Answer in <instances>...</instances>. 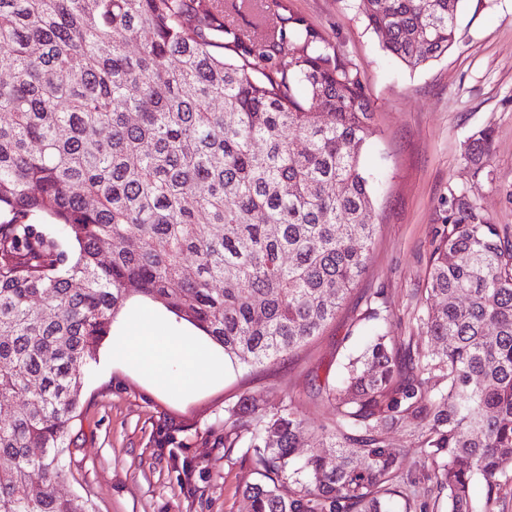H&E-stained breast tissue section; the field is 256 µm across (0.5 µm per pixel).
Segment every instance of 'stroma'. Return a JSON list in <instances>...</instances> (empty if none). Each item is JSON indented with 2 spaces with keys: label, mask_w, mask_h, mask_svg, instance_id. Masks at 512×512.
<instances>
[{
  "label": "stroma",
  "mask_w": 512,
  "mask_h": 512,
  "mask_svg": "<svg viewBox=\"0 0 512 512\" xmlns=\"http://www.w3.org/2000/svg\"><path fill=\"white\" fill-rule=\"evenodd\" d=\"M357 72L374 112L376 135L364 156L374 192L377 234L368 269L335 321L295 355L259 366L226 361L202 384L177 369L170 393L112 353L118 332L97 348L70 432L60 493L88 498L96 512H249L243 495L255 481L241 452H224V415L245 394L265 407L287 397L312 426L331 424L332 408L314 395V379L335 372L378 329L417 335L410 317L425 286L449 187L472 190L478 206L512 232V0H461L458 41L441 58L410 69L368 28L360 0H290ZM493 126V181L475 178L464 159L476 130ZM382 291L386 326L362 320Z\"/></svg>",
  "instance_id": "obj_1"
}]
</instances>
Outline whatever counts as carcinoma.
<instances>
[{"mask_svg": "<svg viewBox=\"0 0 512 512\" xmlns=\"http://www.w3.org/2000/svg\"><path fill=\"white\" fill-rule=\"evenodd\" d=\"M459 2L363 0L411 68L456 43ZM239 6L259 11L250 31L224 0H0V512H94L55 484L93 345L129 298L263 364L320 335L368 269L362 82L289 0ZM493 140L481 128L465 152L487 180ZM376 298L364 318L385 322ZM413 315L420 335L379 332L316 386L331 425L292 399L225 410L224 448L261 476L250 512H429L430 490L446 512H495L512 488V241L467 190L448 188ZM311 435L329 454H298Z\"/></svg>", "mask_w": 512, "mask_h": 512, "instance_id": "carcinoma-1", "label": "carcinoma"}]
</instances>
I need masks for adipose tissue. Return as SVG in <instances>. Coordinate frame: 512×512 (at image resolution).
I'll return each instance as SVG.
<instances>
[{"mask_svg":"<svg viewBox=\"0 0 512 512\" xmlns=\"http://www.w3.org/2000/svg\"><path fill=\"white\" fill-rule=\"evenodd\" d=\"M117 350L148 376L162 374L170 362L191 370L198 381H206L207 358L186 333L170 320H130Z\"/></svg>","mask_w":512,"mask_h":512,"instance_id":"adipose-tissue-1","label":"adipose tissue"}]
</instances>
